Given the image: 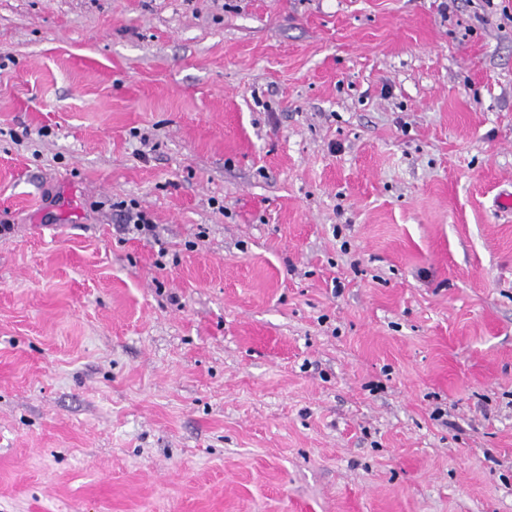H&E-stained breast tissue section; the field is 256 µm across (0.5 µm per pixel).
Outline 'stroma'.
I'll use <instances>...</instances> for the list:
<instances>
[{"label":"stroma","instance_id":"obj_1","mask_svg":"<svg viewBox=\"0 0 512 512\" xmlns=\"http://www.w3.org/2000/svg\"><path fill=\"white\" fill-rule=\"evenodd\" d=\"M508 194L512 0H0V512H512ZM116 211L119 212L122 230L137 233L141 236H154L155 224L152 223L149 215L138 209L135 204H124V202L115 203Z\"/></svg>","mask_w":512,"mask_h":512}]
</instances>
